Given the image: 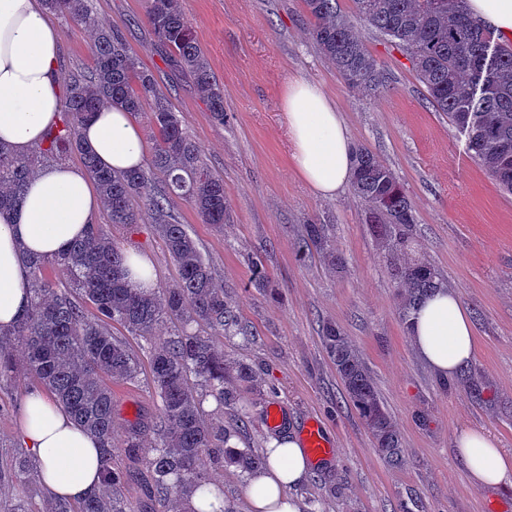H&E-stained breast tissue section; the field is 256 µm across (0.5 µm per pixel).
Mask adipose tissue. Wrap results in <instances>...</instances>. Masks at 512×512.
<instances>
[{
  "instance_id": "1",
  "label": "adipose tissue",
  "mask_w": 512,
  "mask_h": 512,
  "mask_svg": "<svg viewBox=\"0 0 512 512\" xmlns=\"http://www.w3.org/2000/svg\"><path fill=\"white\" fill-rule=\"evenodd\" d=\"M62 35L40 0H0V146L23 155L41 146L60 117L65 87L59 77ZM290 162L319 197L333 198L352 178L353 146L335 103L319 84L295 80L281 95ZM102 167L127 172L148 158L143 129L131 112L104 107L80 129ZM102 202L78 164L46 166L30 179L22 201L0 212V329L9 330L32 297L29 259L57 257L86 237ZM418 356L442 378L455 377L474 360L472 321L455 292L429 294L407 326ZM20 444L39 461V479L52 495L81 501L102 489L100 441L43 391L26 394ZM457 454L479 488L512 485V454L484 430L467 428ZM265 469L245 486L248 512H299L290 489L302 482L310 460L295 436L266 450Z\"/></svg>"
}]
</instances>
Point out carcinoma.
I'll return each instance as SVG.
<instances>
[{
	"instance_id": "carcinoma-1",
	"label": "carcinoma",
	"mask_w": 512,
	"mask_h": 512,
	"mask_svg": "<svg viewBox=\"0 0 512 512\" xmlns=\"http://www.w3.org/2000/svg\"><path fill=\"white\" fill-rule=\"evenodd\" d=\"M44 9L70 28L89 35L94 44L91 70L70 78L60 123L46 134L45 144L18 156L0 147V210L19 204L36 170L75 155L95 182L111 224H152L178 279L163 292L130 288L125 281V253L99 224L52 260L33 259L31 308L8 332H0V380L18 374L37 380L90 433L104 443L103 489L74 504L56 499L47 512H136L121 495L125 473L112 454V390L108 379L135 382L142 364L126 343L112 336L113 324L149 340L148 371L160 399L153 448L142 452L137 427L126 445L129 457L145 469L148 488L163 498V512L183 510L195 491L212 476L199 462L213 447L218 432L237 434L245 420L217 428L206 420L201 399L190 383L194 377L219 403L241 399L224 387L234 371L250 382L243 365L224 364L220 337L237 330L223 283L211 273L196 240L172 218L174 198L189 202L203 223L218 230L233 222L224 178L210 169L201 146L184 132L183 116L170 95L145 68L125 38L99 17L93 0H41ZM308 33L324 61L336 69L346 88L368 96L385 82L384 68L361 33L341 11L338 0H304ZM356 14L383 39L402 50L412 65L425 99L467 136L468 150L506 194H512V47L491 41V31L476 23L465 0H354ZM147 22L165 52V63L186 77L212 117L224 121V86L216 78L194 36L179 0H148ZM104 106L147 113L155 144L146 167L111 172L96 162L79 139L80 127ZM351 188L364 206L365 223L381 251L385 269L398 290V316L409 322L428 293L443 287L440 271L430 263L413 236L415 207L392 169L366 147L356 149ZM302 237L320 257L344 268L336 255L329 227L314 219L302 225ZM49 265L64 268L72 292L59 291L46 276ZM251 283L271 286L262 264L253 263ZM93 313H88V310ZM185 329L162 338L155 335L165 319ZM195 323L208 329L188 331ZM326 352L336 368L346 398L370 431L379 456L388 464L405 462L396 425L384 407L359 351L342 329L326 323L321 330ZM24 346L22 362L15 344ZM225 463L245 472L266 464L249 448L222 453ZM37 468L24 451L13 457L8 481L21 483Z\"/></svg>"
}]
</instances>
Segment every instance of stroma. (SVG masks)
I'll use <instances>...</instances> for the list:
<instances>
[{
  "label": "stroma",
  "mask_w": 512,
  "mask_h": 512,
  "mask_svg": "<svg viewBox=\"0 0 512 512\" xmlns=\"http://www.w3.org/2000/svg\"><path fill=\"white\" fill-rule=\"evenodd\" d=\"M181 6L224 86V122L165 65L146 20L147 0H96L98 13L170 90L188 134L224 178L231 224L216 230L183 200L174 217L196 239L251 331L224 339L226 361L246 363L256 380L242 389L250 419L231 446L260 453L275 432L297 435L308 421L323 423L335 452L293 489L301 512H512V487H474L454 452L460 431L480 427L512 454V195L500 192L464 134L427 103L405 54L370 28L362 35L388 79L375 96L362 98L345 89L309 37L304 0H181ZM294 78L322 87L355 146L384 160L411 198L419 246L474 322L478 353L456 379L435 376L415 353L351 189L318 197L291 167L280 93ZM311 218L328 224L345 269L315 255L298 259L301 226ZM97 222L125 250L153 259L158 290L175 285L177 271L152 225H112L103 213ZM256 256L278 295L250 285ZM326 321L342 327L362 355L400 432L404 466L380 458L345 401L320 336ZM34 386L24 378L0 384V465L19 447L22 403ZM109 386L116 437L136 424L143 446L153 445L159 399L148 376ZM271 404L283 414L276 429L266 424ZM201 467L223 485L231 512H248L246 473L208 455Z\"/></svg>",
  "instance_id": "stroma-1"
}]
</instances>
